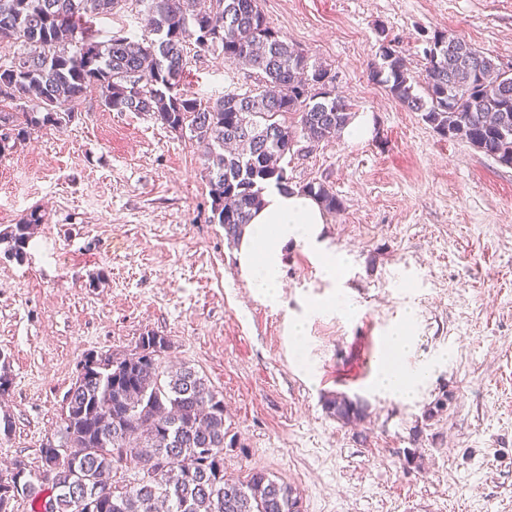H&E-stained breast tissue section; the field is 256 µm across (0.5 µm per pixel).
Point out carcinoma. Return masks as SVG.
<instances>
[{"label":"carcinoma","instance_id":"obj_1","mask_svg":"<svg viewBox=\"0 0 512 512\" xmlns=\"http://www.w3.org/2000/svg\"><path fill=\"white\" fill-rule=\"evenodd\" d=\"M120 2L0 0V45L24 47L0 64V157L34 132L66 126L71 105L95 91L105 108L151 115L204 147L209 222L237 241L266 185H289L284 156L341 132L352 106L329 89L327 69L280 38L258 0H148L145 22L156 39L97 41L95 20ZM444 39L437 33L428 41L421 82L382 43L372 79L440 134L512 166V72L462 39L449 54L440 47ZM191 41L200 53L258 70L260 86L213 103L195 97L183 83ZM24 97L35 109L18 111ZM299 190L331 213L341 208L323 183ZM42 220L32 209L0 230L4 253L22 260ZM170 348L152 332L128 352L84 365L83 378L65 394L63 440L41 444L38 470L15 468L36 512H158L160 504L167 512H295L291 486L267 473L253 471L243 481L224 475V447L236 445L225 428L224 399L198 371L165 365ZM324 408L345 423L364 414L342 394L326 397Z\"/></svg>","mask_w":512,"mask_h":512}]
</instances>
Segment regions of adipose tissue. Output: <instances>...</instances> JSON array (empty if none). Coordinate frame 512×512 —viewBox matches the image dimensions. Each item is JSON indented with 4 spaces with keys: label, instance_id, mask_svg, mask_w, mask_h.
Segmentation results:
<instances>
[{
    "label": "adipose tissue",
    "instance_id": "1",
    "mask_svg": "<svg viewBox=\"0 0 512 512\" xmlns=\"http://www.w3.org/2000/svg\"><path fill=\"white\" fill-rule=\"evenodd\" d=\"M328 215L313 197L294 187L268 185L263 205L244 229L238 243V266L250 288L270 301L280 296L278 281L289 246L317 250L325 280L335 281L343 263L322 250L320 235ZM426 370L408 372L384 359L374 383L383 391L412 398L426 378Z\"/></svg>",
    "mask_w": 512,
    "mask_h": 512
}]
</instances>
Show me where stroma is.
Returning a JSON list of instances; mask_svg holds the SVG:
<instances>
[{
    "mask_svg": "<svg viewBox=\"0 0 512 512\" xmlns=\"http://www.w3.org/2000/svg\"><path fill=\"white\" fill-rule=\"evenodd\" d=\"M271 26L326 68L368 117L367 139L321 142L284 161L294 185L323 182L341 202L324 234L343 260L324 280L316 254L289 248L279 303L241 277L237 244L209 223L203 151L151 116L113 112L91 93L64 130L0 157V230L32 208L43 222L23 260L0 254V477L40 464L59 439L62 399L89 353H123L143 333L168 337L224 398L239 447L224 473L262 470L298 492L303 512H512V166L441 135L370 77L388 35L412 75L423 37L464 39L512 64V0H259ZM143 6L113 10L99 41L145 35ZM203 101L255 88L254 69L191 58ZM350 313L288 320L331 293ZM403 353L431 366L415 398L373 378L405 306ZM341 393L366 408L346 424L324 408ZM443 409H436L437 400Z\"/></svg>",
    "mask_w": 512,
    "mask_h": 512,
    "instance_id": "1",
    "label": "stroma"
}]
</instances>
